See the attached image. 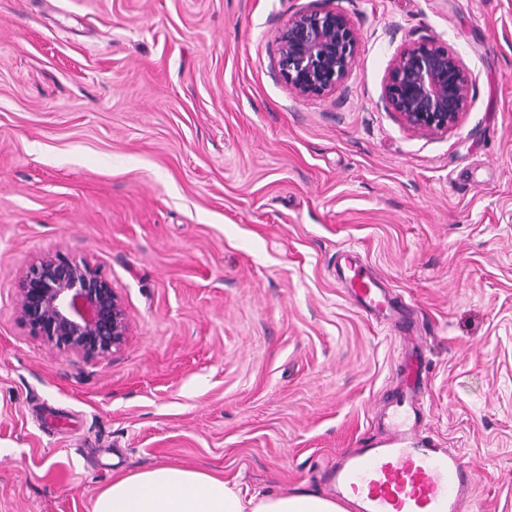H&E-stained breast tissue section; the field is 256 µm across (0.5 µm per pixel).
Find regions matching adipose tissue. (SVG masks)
Returning <instances> with one entry per match:
<instances>
[{"instance_id":"adipose-tissue-1","label":"adipose tissue","mask_w":512,"mask_h":512,"mask_svg":"<svg viewBox=\"0 0 512 512\" xmlns=\"http://www.w3.org/2000/svg\"><path fill=\"white\" fill-rule=\"evenodd\" d=\"M93 512H348L331 497L268 492L243 497L224 479L174 466H157L113 480L99 490Z\"/></svg>"}]
</instances>
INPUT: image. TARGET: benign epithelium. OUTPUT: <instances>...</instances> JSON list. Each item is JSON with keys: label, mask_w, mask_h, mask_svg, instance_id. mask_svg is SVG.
<instances>
[{"label": "benign epithelium", "mask_w": 512, "mask_h": 512, "mask_svg": "<svg viewBox=\"0 0 512 512\" xmlns=\"http://www.w3.org/2000/svg\"><path fill=\"white\" fill-rule=\"evenodd\" d=\"M278 73L298 98L336 92L358 57L359 33L340 9L293 14L276 33ZM473 72L437 38L400 46L382 100L407 129L441 135L467 111ZM17 318L50 347L92 360L120 348L129 332L124 303L110 280L87 262L49 255L30 263L18 284Z\"/></svg>", "instance_id": "benign-epithelium-1"}]
</instances>
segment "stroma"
Masks as SVG:
<instances>
[{
  "mask_svg": "<svg viewBox=\"0 0 512 512\" xmlns=\"http://www.w3.org/2000/svg\"><path fill=\"white\" fill-rule=\"evenodd\" d=\"M333 8L356 66L295 97L276 33ZM421 37L476 78L442 136L382 103ZM349 249L398 316L338 283ZM57 252L124 302L106 357L17 319L25 266ZM416 347L421 435L473 469L474 512H512V0H0V512H92L161 464L327 493Z\"/></svg>",
  "mask_w": 512,
  "mask_h": 512,
  "instance_id": "stroma-1",
  "label": "stroma"
}]
</instances>
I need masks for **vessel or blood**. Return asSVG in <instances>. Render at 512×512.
<instances>
[{"label": "vessel or blood", "instance_id": "obj_1", "mask_svg": "<svg viewBox=\"0 0 512 512\" xmlns=\"http://www.w3.org/2000/svg\"><path fill=\"white\" fill-rule=\"evenodd\" d=\"M336 275L359 307L373 314L390 310L388 294L357 253L343 252ZM408 384L382 414L383 439H363L339 456L327 471L333 494L352 500L354 512H471L474 473L456 450L430 447L418 435L421 412L414 405L428 377L421 360H412Z\"/></svg>", "mask_w": 512, "mask_h": 512}]
</instances>
